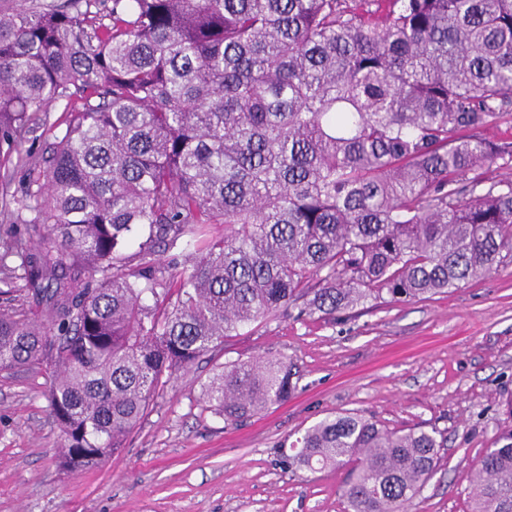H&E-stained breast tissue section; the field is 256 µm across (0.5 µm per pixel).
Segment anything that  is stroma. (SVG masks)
<instances>
[{
	"mask_svg": "<svg viewBox=\"0 0 512 512\" xmlns=\"http://www.w3.org/2000/svg\"><path fill=\"white\" fill-rule=\"evenodd\" d=\"M259 358L292 365L293 396L225 424L205 386L222 364ZM45 389L39 370L0 372V512H344L347 469L293 473L279 454L345 412L440 431L439 466L409 512H470V471L512 423V263L413 303L240 329L178 372L95 469L61 466Z\"/></svg>",
	"mask_w": 512,
	"mask_h": 512,
	"instance_id": "stroma-1",
	"label": "stroma"
}]
</instances>
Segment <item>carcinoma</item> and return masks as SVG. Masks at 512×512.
<instances>
[{
    "instance_id": "1",
    "label": "carcinoma",
    "mask_w": 512,
    "mask_h": 512,
    "mask_svg": "<svg viewBox=\"0 0 512 512\" xmlns=\"http://www.w3.org/2000/svg\"><path fill=\"white\" fill-rule=\"evenodd\" d=\"M511 111L512 0L0 11V167L34 127L54 139L22 196L0 200L31 215L22 234L0 229L26 298L0 311V371H45L61 464L89 470L246 326L489 274L512 260V176L493 168L512 164V139L486 131ZM292 391L285 361H232L204 397L236 424ZM442 447L434 429L336 414L281 465L349 468L346 512H408ZM471 481L472 512H512V426Z\"/></svg>"
}]
</instances>
